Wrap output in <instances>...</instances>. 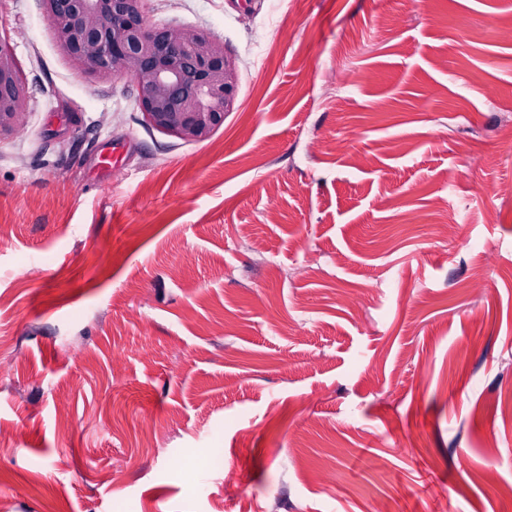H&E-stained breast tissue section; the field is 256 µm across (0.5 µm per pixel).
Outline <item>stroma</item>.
I'll list each match as a JSON object with an SVG mask.
<instances>
[{
    "label": "stroma",
    "mask_w": 512,
    "mask_h": 512,
    "mask_svg": "<svg viewBox=\"0 0 512 512\" xmlns=\"http://www.w3.org/2000/svg\"><path fill=\"white\" fill-rule=\"evenodd\" d=\"M144 15L235 58L209 139L147 127L41 0H0L26 89L0 136V501L512 512V0Z\"/></svg>",
    "instance_id": "obj_1"
}]
</instances>
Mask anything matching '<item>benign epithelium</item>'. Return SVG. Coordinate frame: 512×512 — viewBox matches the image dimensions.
<instances>
[{
  "instance_id": "1",
  "label": "benign epithelium",
  "mask_w": 512,
  "mask_h": 512,
  "mask_svg": "<svg viewBox=\"0 0 512 512\" xmlns=\"http://www.w3.org/2000/svg\"><path fill=\"white\" fill-rule=\"evenodd\" d=\"M55 39L73 65L98 77L129 76L144 123L201 142L224 123L237 96L236 61L208 35L152 27L145 0H41ZM25 87L8 42L0 39V136L23 123Z\"/></svg>"
}]
</instances>
